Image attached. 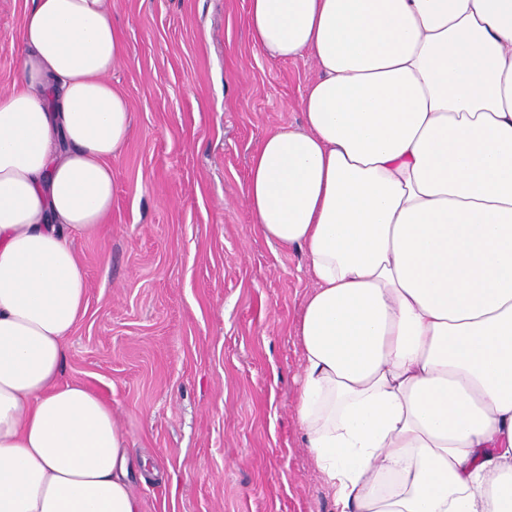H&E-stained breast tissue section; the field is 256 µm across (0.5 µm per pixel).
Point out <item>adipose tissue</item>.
I'll list each match as a JSON object with an SVG mask.
<instances>
[{"instance_id": "obj_1", "label": "adipose tissue", "mask_w": 512, "mask_h": 512, "mask_svg": "<svg viewBox=\"0 0 512 512\" xmlns=\"http://www.w3.org/2000/svg\"><path fill=\"white\" fill-rule=\"evenodd\" d=\"M310 56L246 201L303 250L296 412L336 512H512V0H249ZM0 95V512H142L111 406L63 378L131 130L108 0H31Z\"/></svg>"}]
</instances>
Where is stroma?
<instances>
[{
  "mask_svg": "<svg viewBox=\"0 0 512 512\" xmlns=\"http://www.w3.org/2000/svg\"><path fill=\"white\" fill-rule=\"evenodd\" d=\"M123 35L113 87L131 133L112 161L107 228L74 242L88 307L64 377L112 407L143 512H336L299 428L295 327L313 284L297 249L247 208L261 139L302 119L311 58L254 46L249 0H109ZM29 0H0V94L21 65Z\"/></svg>",
  "mask_w": 512,
  "mask_h": 512,
  "instance_id": "1",
  "label": "stroma"
}]
</instances>
